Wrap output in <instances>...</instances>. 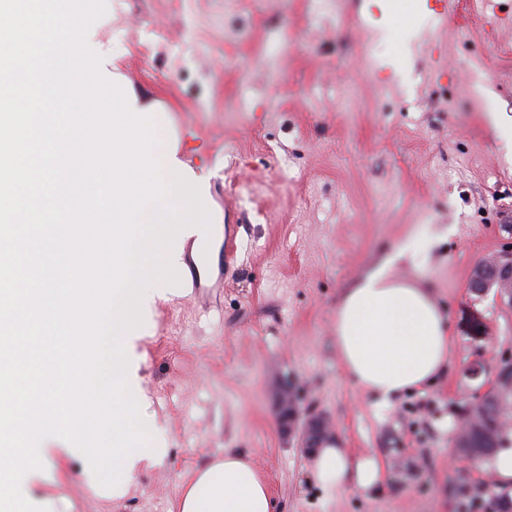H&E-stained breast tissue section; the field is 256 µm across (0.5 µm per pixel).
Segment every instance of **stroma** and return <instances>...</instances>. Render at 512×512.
Returning a JSON list of instances; mask_svg holds the SVG:
<instances>
[{
	"instance_id": "obj_1",
	"label": "stroma",
	"mask_w": 512,
	"mask_h": 512,
	"mask_svg": "<svg viewBox=\"0 0 512 512\" xmlns=\"http://www.w3.org/2000/svg\"><path fill=\"white\" fill-rule=\"evenodd\" d=\"M409 26L381 25L392 0H106L96 38L181 155L210 175L211 206L238 225L240 258L143 316L136 399L166 442L128 493L106 499L60 462L42 494L59 512H171L201 462L246 451L282 512H489L483 462L452 445L461 414L512 357V306L470 292L474 268L512 245V0H447V16L401 0ZM422 279L446 315L449 369L390 406L343 374L339 297L411 226ZM291 383L382 484L326 497L313 457L288 445L274 391Z\"/></svg>"
}]
</instances>
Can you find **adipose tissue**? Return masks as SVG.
I'll return each instance as SVG.
<instances>
[{
  "label": "adipose tissue",
  "instance_id": "adipose-tissue-1",
  "mask_svg": "<svg viewBox=\"0 0 512 512\" xmlns=\"http://www.w3.org/2000/svg\"><path fill=\"white\" fill-rule=\"evenodd\" d=\"M375 260L346 289L336 306V348L342 372L357 388L390 404L403 392L434 384L449 367L448 321L429 289L396 276L409 260V242ZM313 478L329 495L367 491L382 479L376 457L350 458L338 441L316 452ZM177 512H280L260 467L244 451L228 448L220 460L196 467Z\"/></svg>",
  "mask_w": 512,
  "mask_h": 512
}]
</instances>
